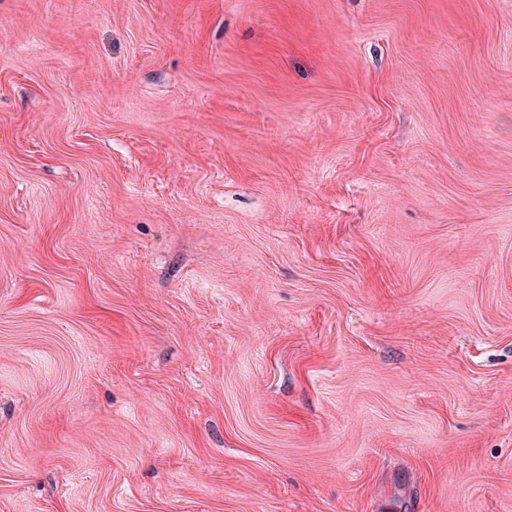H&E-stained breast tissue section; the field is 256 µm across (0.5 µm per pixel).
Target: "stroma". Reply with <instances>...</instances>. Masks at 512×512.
<instances>
[{
    "label": "stroma",
    "mask_w": 512,
    "mask_h": 512,
    "mask_svg": "<svg viewBox=\"0 0 512 512\" xmlns=\"http://www.w3.org/2000/svg\"><path fill=\"white\" fill-rule=\"evenodd\" d=\"M0 512H512V0H0Z\"/></svg>",
    "instance_id": "obj_1"
}]
</instances>
